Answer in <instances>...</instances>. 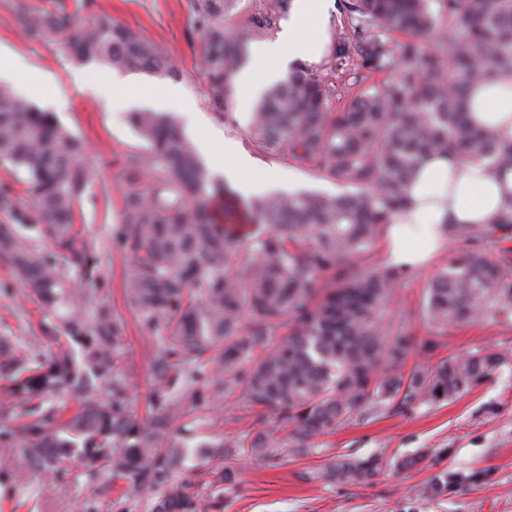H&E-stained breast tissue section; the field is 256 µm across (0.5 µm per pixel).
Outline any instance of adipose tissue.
<instances>
[{
	"label": "adipose tissue",
	"instance_id": "obj_1",
	"mask_svg": "<svg viewBox=\"0 0 512 512\" xmlns=\"http://www.w3.org/2000/svg\"><path fill=\"white\" fill-rule=\"evenodd\" d=\"M333 0H293L290 15L279 37L254 47L250 67L237 79L240 99L254 101L275 82L280 70L294 59L317 61L327 42L328 9ZM139 100L154 101L164 109L189 110L193 104L181 99L168 85L136 86L112 82V106L124 107ZM480 120L499 124L504 140L512 141V90H481L476 98ZM512 193V172L500 180L488 179L480 165L443 160L423 167L411 189L407 211L393 217L387 226L385 255L389 265L423 269L431 253L444 241L447 223L486 224Z\"/></svg>",
	"mask_w": 512,
	"mask_h": 512
}]
</instances>
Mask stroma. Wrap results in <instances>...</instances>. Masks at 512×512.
Returning a JSON list of instances; mask_svg holds the SVG:
<instances>
[{"mask_svg":"<svg viewBox=\"0 0 512 512\" xmlns=\"http://www.w3.org/2000/svg\"><path fill=\"white\" fill-rule=\"evenodd\" d=\"M192 0H0V50L20 55L34 76L50 81L55 94L36 104L52 112L58 123L84 146L88 180L74 206L75 246L88 259L93 292L85 304L87 327H94L100 308L119 319L123 333L112 373L100 380V399L109 401L113 377L125 380L129 412L140 423L153 415L150 393L154 385L152 358L158 336L144 330L124 282L135 259L116 239L123 222V196L149 184L129 160L146 149L145 141L128 124L123 111H109L111 70L69 60L62 39L50 35L40 41L24 37L21 11L66 8L78 20L106 14L155 43L178 67L177 76L126 72L136 84L174 85L195 106L193 113H176L185 136L196 149L230 140L252 160L251 171L274 168L291 178L290 191L336 192L307 164L281 161L257 147L250 135L252 105L230 95L223 110L212 105L211 89L200 64L201 35L193 25ZM292 0H232L224 15L226 28L239 31L260 15L270 24L255 42L277 39ZM87 71L97 93L79 92L78 71ZM455 248L446 242L431 268L404 277L387 320L405 327L417 340L434 341L432 350L411 354L403 366L431 368L453 355L487 350L508 353L470 392L436 405L407 410L381 407L365 418L348 422L319 436L314 450L302 455L284 448L279 459L254 461L237 441L272 430L274 422L234 393L190 409L172 422L169 442L180 454L177 475L198 477L205 454L225 444L224 464L235 484L224 495V512H512V315L488 322L455 324L444 329L424 317L426 288L434 267ZM69 303L60 300L43 307L0 257V360L19 348H32L47 357L56 347L40 336L42 325L62 326ZM382 455L385 465L370 482L331 483L320 474L331 462L348 456ZM409 468H402L404 460ZM41 472L34 468L21 444L0 441V512H149L148 504L121 496L106 473L80 459L66 462L42 492ZM442 492H432L434 484Z\"/></svg>","mask_w":512,"mask_h":512,"instance_id":"35a3bbf8","label":"stroma"}]
</instances>
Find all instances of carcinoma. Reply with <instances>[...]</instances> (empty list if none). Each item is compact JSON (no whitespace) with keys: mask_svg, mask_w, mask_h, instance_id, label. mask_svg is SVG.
Returning a JSON list of instances; mask_svg holds the SVG:
<instances>
[{"mask_svg":"<svg viewBox=\"0 0 512 512\" xmlns=\"http://www.w3.org/2000/svg\"><path fill=\"white\" fill-rule=\"evenodd\" d=\"M430 2L348 0L353 36L364 44L361 67L393 76L360 89L345 111L328 108L337 90L334 65L321 72L297 63L266 91L252 115L255 144L276 158L307 164L343 191L276 192L253 200L248 210L255 230L247 237L215 219L212 202L232 194L211 175L177 120L164 112L131 113L132 126L147 142L134 166L157 187L125 193L120 237L137 258L127 296L143 327L162 334L152 360L156 415L147 427L133 421L118 377L112 378L111 401H98L96 379L114 366L121 336V323L103 311L82 360L61 346L48 361L22 350L4 365L11 395L27 405V421L0 433L20 436L36 468L54 475L60 463L78 457L105 466L110 480L125 482L123 495L145 499L151 512H223L230 471H220L204 491L192 478L174 477L178 453L163 447L169 424L184 416L187 405L241 391L249 405L274 419V428L289 430L287 441L266 432L252 440L251 454L267 460L288 443L310 450L316 436L370 408L454 399L502 363L501 353L476 351L407 378L396 373L414 347L410 334L393 331L385 317L403 269L357 274L350 263L407 209L425 164L462 159L484 163L493 178L512 172V142L474 116L476 91L512 88V0H444V52L421 42L437 26ZM226 4L193 0L201 64L218 110L252 36L224 27ZM22 31L34 41L63 36L70 58L81 64L177 75L155 44L108 15L78 27L65 9L28 13ZM79 153V143L53 113L0 86V162L27 174L36 215L2 189L0 212L13 224H43L59 249L48 255L26 244L12 224H0V254L10 257L42 301L67 297L74 335L84 328L89 296L65 274L68 255L75 254L74 204L87 179ZM446 229L459 247L429 285L428 320L445 327L493 320L511 309L512 248L491 258L484 243L512 239V193L490 223ZM239 252L242 266L233 260ZM281 325L288 333L270 344ZM208 352L201 369L198 361ZM173 377L196 389L171 394ZM59 390L81 403L63 434L52 425L54 410L43 407ZM382 466L379 456L352 457L329 464L321 478L368 482Z\"/></svg>","mask_w":512,"mask_h":512,"instance_id":"1","label":"carcinoma"}]
</instances>
